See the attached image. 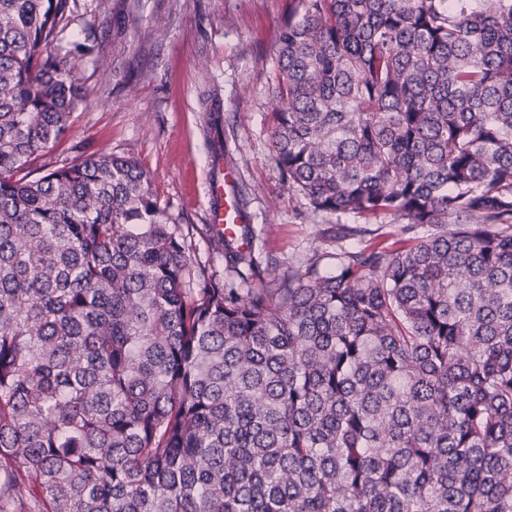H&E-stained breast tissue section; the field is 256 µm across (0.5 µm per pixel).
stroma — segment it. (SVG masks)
Masks as SVG:
<instances>
[{
	"mask_svg": "<svg viewBox=\"0 0 512 512\" xmlns=\"http://www.w3.org/2000/svg\"><path fill=\"white\" fill-rule=\"evenodd\" d=\"M58 45L88 94L67 137L46 156L60 165L116 154L148 174L198 260L224 272L210 231L209 185L237 174L254 254L277 270L322 254L387 245L397 220L314 211L272 158L268 85L290 0H71Z\"/></svg>",
	"mask_w": 512,
	"mask_h": 512,
	"instance_id": "stroma-1",
	"label": "stroma"
}]
</instances>
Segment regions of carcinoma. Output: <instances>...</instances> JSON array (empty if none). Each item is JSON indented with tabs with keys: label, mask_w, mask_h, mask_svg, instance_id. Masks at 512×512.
I'll return each mask as SVG.
<instances>
[{
	"label": "carcinoma",
	"mask_w": 512,
	"mask_h": 512,
	"mask_svg": "<svg viewBox=\"0 0 512 512\" xmlns=\"http://www.w3.org/2000/svg\"><path fill=\"white\" fill-rule=\"evenodd\" d=\"M292 2L275 163L409 237L244 292L135 160L32 176L70 0H0V512H512V0Z\"/></svg>",
	"instance_id": "obj_1"
}]
</instances>
